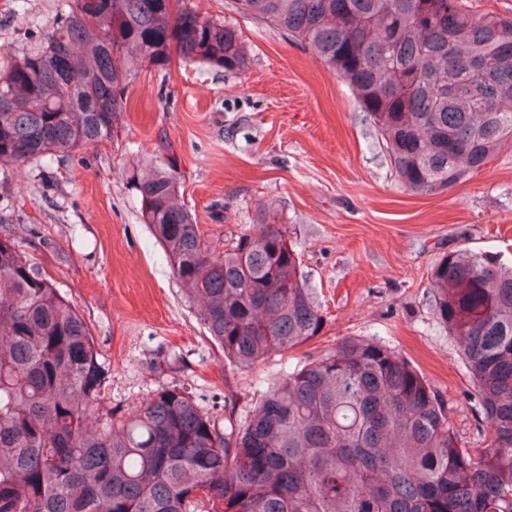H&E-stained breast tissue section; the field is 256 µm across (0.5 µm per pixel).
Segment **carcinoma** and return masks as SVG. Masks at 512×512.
I'll return each mask as SVG.
<instances>
[{"instance_id": "carcinoma-1", "label": "carcinoma", "mask_w": 512, "mask_h": 512, "mask_svg": "<svg viewBox=\"0 0 512 512\" xmlns=\"http://www.w3.org/2000/svg\"><path fill=\"white\" fill-rule=\"evenodd\" d=\"M314 47L385 144L401 186L440 194L512 143V18L465 0H232ZM52 30L0 54V164L114 137L125 91L173 59L249 69L238 30L190 0H67ZM68 47L58 55L61 45ZM144 222L230 370L313 339L321 306L279 211L219 248L177 166L133 179ZM433 311L456 343L490 442L467 448L395 349L349 336L254 392L224 430L183 386L98 408L106 371L79 310L0 231V512H512V263L468 248L434 263Z\"/></svg>"}]
</instances>
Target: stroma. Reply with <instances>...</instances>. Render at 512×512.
Wrapping results in <instances>:
<instances>
[{
	"mask_svg": "<svg viewBox=\"0 0 512 512\" xmlns=\"http://www.w3.org/2000/svg\"><path fill=\"white\" fill-rule=\"evenodd\" d=\"M192 3L242 32L246 75L176 62L144 72L114 139L69 157L0 165V220L85 318L107 369L102 405L124 411L177 384L220 421L225 389L238 392L243 417L254 391L281 374L278 356L249 371L225 368L144 224L130 179L146 163L172 159L187 207L216 244L249 231L260 203L278 207L327 313L301 355L347 336L380 340L437 391L463 445L484 447L485 422L457 346L435 318L429 272L465 246L512 259V144L467 182L412 194L313 48L238 14L231 0ZM65 7L0 0V50L22 52Z\"/></svg>",
	"mask_w": 512,
	"mask_h": 512,
	"instance_id": "1",
	"label": "stroma"
}]
</instances>
